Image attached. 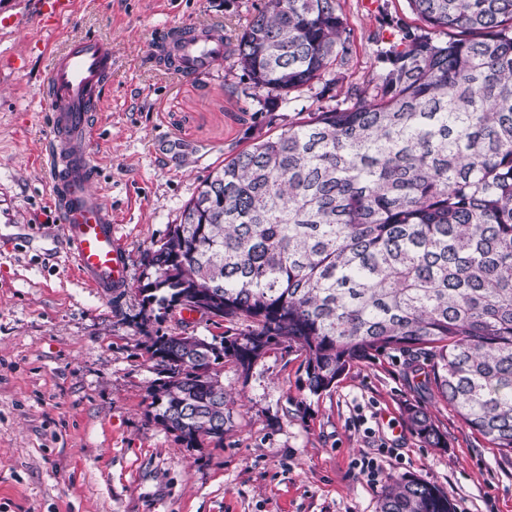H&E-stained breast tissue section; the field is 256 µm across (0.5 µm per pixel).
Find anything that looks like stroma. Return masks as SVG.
<instances>
[{
    "instance_id": "obj_1",
    "label": "stroma",
    "mask_w": 512,
    "mask_h": 512,
    "mask_svg": "<svg viewBox=\"0 0 512 512\" xmlns=\"http://www.w3.org/2000/svg\"><path fill=\"white\" fill-rule=\"evenodd\" d=\"M261 2L75 0L69 17L0 31V512H379L382 487L404 473L448 493L457 512H512V458L436 402L448 446L423 447L397 360L355 366L306 410L298 348L270 350L245 379L218 366L232 411L220 448L185 447L152 416L158 372L133 323L144 256L210 172L273 132L247 112L232 59L184 78L155 63L153 44L168 25L219 23L235 37ZM384 4L407 9L342 0L357 48L336 68V94L372 72ZM87 33L113 48L92 150L129 280L109 298L67 258L41 155L48 59Z\"/></svg>"
}]
</instances>
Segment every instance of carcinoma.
<instances>
[{
  "instance_id": "1",
  "label": "carcinoma",
  "mask_w": 512,
  "mask_h": 512,
  "mask_svg": "<svg viewBox=\"0 0 512 512\" xmlns=\"http://www.w3.org/2000/svg\"><path fill=\"white\" fill-rule=\"evenodd\" d=\"M375 71L224 160L145 257L136 325L164 378L153 419L187 448L224 447L216 367L243 379L276 347L303 351L302 388L398 353L411 392L445 402L512 456V0H406ZM356 38L341 0H263L228 53L255 112L336 84ZM206 296L224 321L196 336L148 324ZM426 448L448 447L426 403L406 407ZM379 512H456L411 475Z\"/></svg>"
}]
</instances>
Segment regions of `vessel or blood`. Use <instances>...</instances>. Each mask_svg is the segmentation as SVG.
I'll list each match as a JSON object with an SVG mask.
<instances>
[{
	"label": "vessel or blood",
	"mask_w": 512,
	"mask_h": 512,
	"mask_svg": "<svg viewBox=\"0 0 512 512\" xmlns=\"http://www.w3.org/2000/svg\"><path fill=\"white\" fill-rule=\"evenodd\" d=\"M74 0H35L41 22L70 15ZM154 52L164 68L193 76L224 59V39L192 26L166 30ZM112 43L96 35L69 41L44 76L49 108L44 166L61 218L67 256L104 297L128 284V259L112 224L111 205L95 191L93 116L107 96Z\"/></svg>",
	"instance_id": "vessel-or-blood-1"
}]
</instances>
